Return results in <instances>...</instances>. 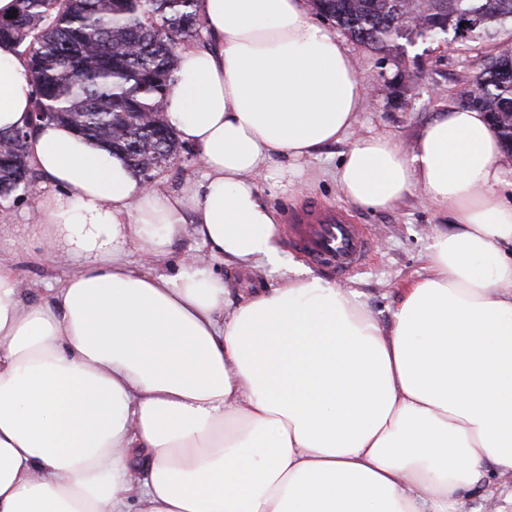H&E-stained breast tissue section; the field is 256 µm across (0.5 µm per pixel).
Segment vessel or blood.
Listing matches in <instances>:
<instances>
[{
	"label": "vessel or blood",
	"mask_w": 512,
	"mask_h": 512,
	"mask_svg": "<svg viewBox=\"0 0 512 512\" xmlns=\"http://www.w3.org/2000/svg\"><path fill=\"white\" fill-rule=\"evenodd\" d=\"M288 245L331 277H351L370 260L369 229L343 208L313 204L288 212Z\"/></svg>",
	"instance_id": "1"
}]
</instances>
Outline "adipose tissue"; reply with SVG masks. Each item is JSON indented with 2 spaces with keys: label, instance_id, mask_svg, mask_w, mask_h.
I'll return each instance as SVG.
<instances>
[{
  "label": "adipose tissue",
  "instance_id": "1",
  "mask_svg": "<svg viewBox=\"0 0 512 512\" xmlns=\"http://www.w3.org/2000/svg\"><path fill=\"white\" fill-rule=\"evenodd\" d=\"M207 44L180 51L166 118L202 183L164 192L125 156L44 123L51 184L31 239L80 270L27 299L0 265V512H459L512 474V200L501 140L450 105L404 148L356 128L370 95L307 0H199ZM33 107L0 42V132ZM351 204L412 192L444 211L390 325L301 268L232 294L212 261L272 271L280 216L260 181L341 141ZM191 235L175 273L133 268Z\"/></svg>",
  "mask_w": 512,
  "mask_h": 512
}]
</instances>
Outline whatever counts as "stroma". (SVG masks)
I'll list each match as a JSON object with an SVG mask.
<instances>
[{
	"mask_svg": "<svg viewBox=\"0 0 512 512\" xmlns=\"http://www.w3.org/2000/svg\"><path fill=\"white\" fill-rule=\"evenodd\" d=\"M351 52L371 94L368 108L358 115L360 124L390 131L408 147L443 107L459 103L461 91L483 69L494 53V45L472 41L451 45L419 42L406 45L402 52L388 54L355 44ZM348 147L345 141L326 147L316 159L304 163L299 174L301 190L289 191L266 184L262 187L264 196L282 215L290 208L313 202L345 206L332 173ZM203 176L198 150L188 147L155 176L153 183L161 190L173 191L185 181ZM31 187L32 194L22 199L0 200V262L10 265L29 287L30 299L39 300L49 297L53 288L78 271L79 265L47 263L30 241L32 195L48 191L50 185L39 175ZM355 215L359 223L368 225L375 239V253L369 264L347 279L345 285L356 289L379 321L387 324L397 304L398 287L421 272L434 232L448 229L450 219L414 195L390 211L359 208Z\"/></svg>",
	"mask_w": 512,
	"mask_h": 512,
	"instance_id": "stroma-1",
	"label": "stroma"
}]
</instances>
